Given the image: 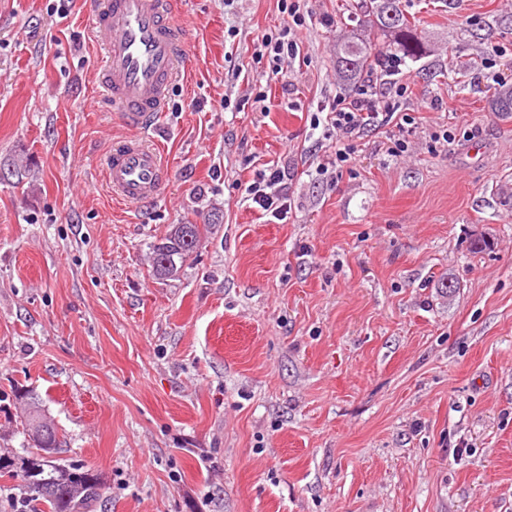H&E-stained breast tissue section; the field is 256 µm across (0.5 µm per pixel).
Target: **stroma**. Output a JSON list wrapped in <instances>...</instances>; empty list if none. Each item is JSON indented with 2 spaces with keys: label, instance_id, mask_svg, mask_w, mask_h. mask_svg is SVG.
<instances>
[{
  "label": "stroma",
  "instance_id": "obj_1",
  "mask_svg": "<svg viewBox=\"0 0 512 512\" xmlns=\"http://www.w3.org/2000/svg\"><path fill=\"white\" fill-rule=\"evenodd\" d=\"M58 2L0 0V450L26 455L29 394L100 474L89 512H512V118L489 108L512 0H401L415 122L365 127L341 168L311 117L354 92L336 42L369 29L360 0H303L279 80L255 53L277 0H181L183 76L140 135L168 173L137 205L102 172L132 132L98 94L90 0ZM272 164L279 223L245 198ZM186 222L202 246L153 277ZM203 228L199 224H172L166 233L151 245L152 275L158 279L178 278L202 240ZM188 237V238H186ZM166 249L167 253L162 252ZM169 261V266L162 264Z\"/></svg>",
  "mask_w": 512,
  "mask_h": 512
}]
</instances>
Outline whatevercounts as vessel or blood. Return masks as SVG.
Wrapping results in <instances>:
<instances>
[{
    "mask_svg": "<svg viewBox=\"0 0 512 512\" xmlns=\"http://www.w3.org/2000/svg\"><path fill=\"white\" fill-rule=\"evenodd\" d=\"M176 5L177 0H97L91 10L105 55L103 93L130 129L151 128L178 75L183 29ZM104 171L114 195L127 203L154 198L163 183L159 153L135 139L107 155Z\"/></svg>",
    "mask_w": 512,
    "mask_h": 512,
    "instance_id": "b4317fda",
    "label": "vessel or blood"
}]
</instances>
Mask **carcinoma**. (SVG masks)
<instances>
[{
    "label": "carcinoma",
    "mask_w": 512,
    "mask_h": 512,
    "mask_svg": "<svg viewBox=\"0 0 512 512\" xmlns=\"http://www.w3.org/2000/svg\"><path fill=\"white\" fill-rule=\"evenodd\" d=\"M363 8L374 17L380 43L364 37L343 38L336 44V66L341 78L354 81L362 71L385 66L391 56L415 58L422 54L423 43L412 22L401 8V0H364ZM492 110L512 116V85L500 89L491 100ZM198 224H171L166 233L151 245L152 275L158 279L180 276L202 240ZM32 412L27 420L29 438L36 451L15 460L0 455V472L9 474L20 468L26 488L48 508V512H80L89 507L101 484L92 468L66 464L53 458L59 442L58 430L42 418L39 400L31 398Z\"/></svg>",
    "instance_id": "carcinoma-1"
}]
</instances>
